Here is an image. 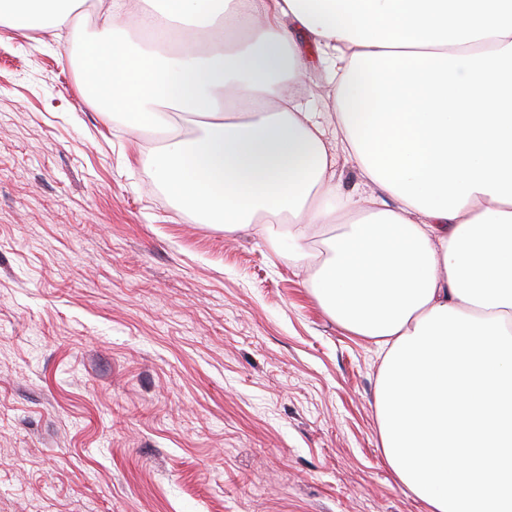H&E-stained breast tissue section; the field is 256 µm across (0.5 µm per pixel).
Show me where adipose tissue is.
I'll return each instance as SVG.
<instances>
[{
  "mask_svg": "<svg viewBox=\"0 0 512 512\" xmlns=\"http://www.w3.org/2000/svg\"><path fill=\"white\" fill-rule=\"evenodd\" d=\"M98 0L82 65L180 209L234 232L272 216L311 293L385 356L375 409L426 512H512V0ZM75 0H0L68 25ZM304 30L329 89L302 93ZM177 114L194 115L186 132ZM344 147L376 195L337 193Z\"/></svg>",
  "mask_w": 512,
  "mask_h": 512,
  "instance_id": "adipose-tissue-1",
  "label": "adipose tissue"
}]
</instances>
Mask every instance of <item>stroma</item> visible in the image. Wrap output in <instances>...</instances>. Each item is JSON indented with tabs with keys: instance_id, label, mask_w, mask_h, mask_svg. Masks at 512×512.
<instances>
[{
	"instance_id": "stroma-1",
	"label": "stroma",
	"mask_w": 512,
	"mask_h": 512,
	"mask_svg": "<svg viewBox=\"0 0 512 512\" xmlns=\"http://www.w3.org/2000/svg\"><path fill=\"white\" fill-rule=\"evenodd\" d=\"M78 28L0 25V512H425L380 448L381 357L285 237L177 207L84 93Z\"/></svg>"
}]
</instances>
